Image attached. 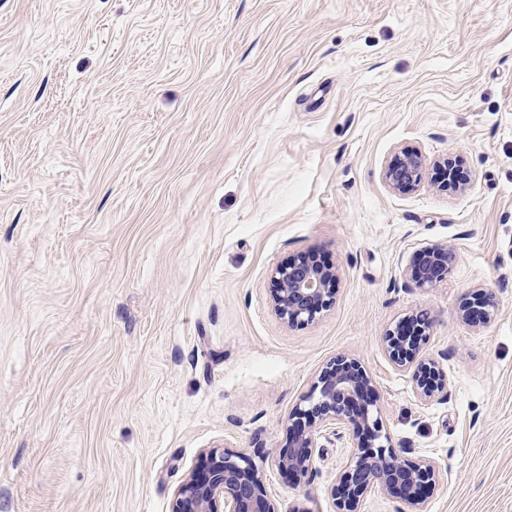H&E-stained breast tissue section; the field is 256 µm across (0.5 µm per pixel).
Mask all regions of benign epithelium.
<instances>
[{"instance_id":"7a95c632","label":"benign epithelium","mask_w":512,"mask_h":512,"mask_svg":"<svg viewBox=\"0 0 512 512\" xmlns=\"http://www.w3.org/2000/svg\"><path fill=\"white\" fill-rule=\"evenodd\" d=\"M427 164L425 157L406 150L387 167L384 179L395 191L419 185ZM445 188L464 190L470 184L456 159L445 156L432 162ZM452 253L442 244H432L419 253L409 273L420 287L434 286L448 275ZM278 284L273 298L275 314L289 326H304L334 302L331 282L336 271L321 264L313 253L300 254L273 272ZM495 297L482 290L461 300L459 321L476 327L489 322L496 310ZM432 321L426 313H415L386 330L384 348L389 359L411 375L416 395L425 401L446 400L448 377L440 364L423 359ZM375 382L354 358L338 357L323 368L313 383L304 406L288 415V443L278 451V468L296 477L311 472L318 435L328 425L349 428L355 452L336 476L335 494L342 512H356L362 495L379 486L399 499L408 512H423L426 495L435 490L438 464L430 458L411 462L407 449H396L383 423L374 416ZM171 512H279L268 497L258 466L243 452L206 448L184 481L176 488Z\"/></svg>"}]
</instances>
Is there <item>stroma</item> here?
I'll use <instances>...</instances> for the list:
<instances>
[{
    "label": "stroma",
    "mask_w": 512,
    "mask_h": 512,
    "mask_svg": "<svg viewBox=\"0 0 512 512\" xmlns=\"http://www.w3.org/2000/svg\"><path fill=\"white\" fill-rule=\"evenodd\" d=\"M405 149L469 187L390 189ZM432 244L447 279L409 284ZM304 252L336 294L290 327L271 273ZM416 311L444 401L383 346ZM341 355L439 463L424 512H512V0H0V512H171L205 448L341 512L346 439L274 461ZM432 166L436 167L441 175V183L444 188H455L464 190L470 184L464 171L460 168L456 159L451 156L440 157L432 162ZM496 307L495 297L479 289L476 294L461 300L458 308L459 321L470 327L485 324L491 320Z\"/></svg>",
    "instance_id": "35a3bbf8"
}]
</instances>
